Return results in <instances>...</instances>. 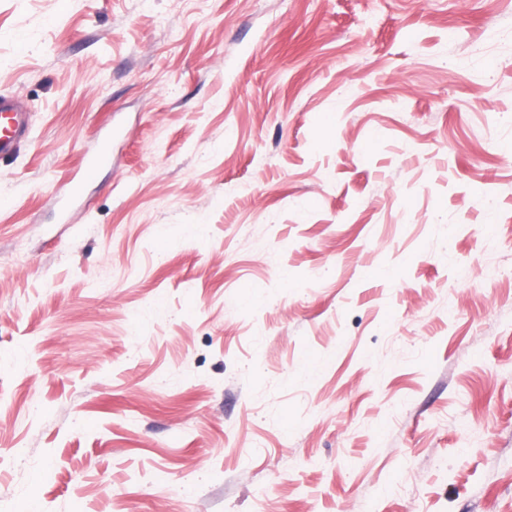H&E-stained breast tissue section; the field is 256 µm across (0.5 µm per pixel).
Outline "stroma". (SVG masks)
<instances>
[{
	"label": "stroma",
	"mask_w": 512,
	"mask_h": 512,
	"mask_svg": "<svg viewBox=\"0 0 512 512\" xmlns=\"http://www.w3.org/2000/svg\"><path fill=\"white\" fill-rule=\"evenodd\" d=\"M494 22L0 0V512H512ZM29 133V115L16 101L0 97V158L12 155ZM112 156V138L103 137L99 140L94 154L85 162L81 169L80 184L96 178L101 166Z\"/></svg>",
	"instance_id": "obj_1"
}]
</instances>
